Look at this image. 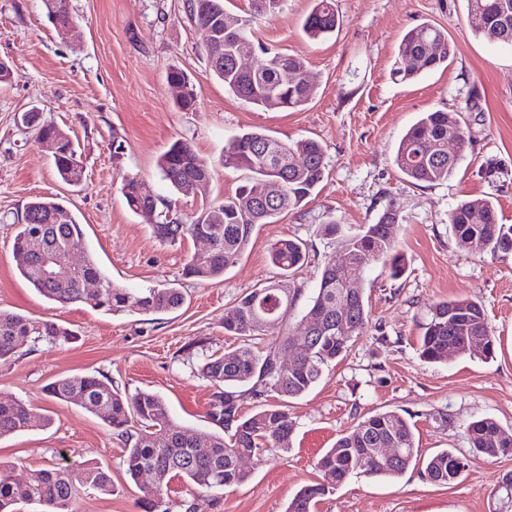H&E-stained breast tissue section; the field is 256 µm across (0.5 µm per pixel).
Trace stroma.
<instances>
[{
    "label": "stroma",
    "mask_w": 512,
    "mask_h": 512,
    "mask_svg": "<svg viewBox=\"0 0 512 512\" xmlns=\"http://www.w3.org/2000/svg\"><path fill=\"white\" fill-rule=\"evenodd\" d=\"M311 5L287 0L255 26L269 46L304 58L316 87L301 110L263 111L225 91L212 74L206 35L188 0H67L74 29L65 37L48 22L42 0H0V60L12 70L11 81L0 83V309L76 334L61 345L24 342L15 358L0 361V397L22 400L51 420L1 437L0 461L14 464L17 478L49 465L96 461L114 491L81 490L76 512H141V491L122 465L123 443L93 414L48 397V382L103 375L124 390L159 393L175 420L208 429L212 389L197 365L203 355L234 348L224 316L237 300L278 279L271 245L296 238L314 252L290 278L311 296L325 252L322 224L331 218L348 228L372 224L391 203L405 218L393 230L404 274L392 280L381 265L367 269L361 286L371 315L364 334L309 394L291 401L288 452L246 461L248 482L226 490L217 512H284L301 487L321 482L315 464L323 452L378 412H409L425 457L441 449L470 454L465 427L480 417L512 431V254L464 252L448 222L460 200L487 197L500 223L512 225V45L475 35L466 0H335L341 25L318 41L303 30ZM422 23L446 31L454 54L446 67L396 81L398 45ZM173 67L188 74L195 111L175 109L166 81ZM33 107L77 144L85 166L81 185L64 184L50 153L19 127V116ZM437 109L464 123L470 143L448 181L416 184L393 156L406 129ZM252 129L288 141L316 138L326 150L325 177L308 203L258 226L223 278L184 277V264L202 242L156 239L147 219L128 209L121 180L138 176L178 210L200 212L203 201H221L244 184L242 172L222 167L221 159L228 140ZM178 139L216 167L206 200L175 198L159 174V156ZM489 161L507 171L504 184L483 178ZM38 196L57 198L83 224L84 245L74 261L93 256L113 284L131 292L181 289L185 304L154 315L112 314L40 296L20 275L13 253L15 225ZM456 298L483 307L496 338L494 357L423 361L419 338L431 308ZM191 341L198 347L189 353L184 346ZM439 411L447 422L436 419ZM507 476L512 456L474 458L447 486L416 467L397 479L353 475L320 499L317 512H512L502 485Z\"/></svg>",
    "instance_id": "stroma-1"
}]
</instances>
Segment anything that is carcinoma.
I'll use <instances>...</instances> for the list:
<instances>
[{"label": "carcinoma", "instance_id": "carcinoma-1", "mask_svg": "<svg viewBox=\"0 0 512 512\" xmlns=\"http://www.w3.org/2000/svg\"><path fill=\"white\" fill-rule=\"evenodd\" d=\"M285 0H251L253 23L283 9ZM47 16L65 24L72 20L66 0H44ZM189 11L198 25L216 33L206 43L205 53L213 74L224 83V90L238 99L264 110L301 109L315 96L316 89L305 80L304 59L272 48L259 47L253 69L236 66L238 41L224 34V0H189ZM467 20L472 32L493 41L512 45V0H467ZM340 25L334 0H313L303 29L311 39L325 38ZM453 46L440 29L421 24L401 39L394 75L405 81L422 72L448 65ZM413 58L416 65L406 66ZM283 69L298 73L299 81L280 80ZM168 85H180L183 93L173 98L182 112L197 105L187 75L173 69ZM24 128L36 138L58 142L52 154L59 177L78 185L84 179V166L70 136L55 124L41 119L31 109L21 116ZM453 135L460 149L469 143L466 129L455 123L448 132V113L424 112L401 137L395 150L394 164L402 175L416 183L429 185L447 181L455 172L461 154L448 153V135ZM222 164L246 172V182L222 202L202 208L197 216L185 218L174 203L165 200L136 176L122 179L120 191L128 208L140 215L154 213V235L162 242L176 243L185 238L207 236L211 251L203 261L190 257L183 274L188 278L217 280L233 266L248 247L259 224H270L286 211L299 208L322 181L327 168L322 144L312 138L283 141L259 130H250L231 139L224 146ZM162 178L184 198L198 191L206 196L214 178V169L186 142L176 140L158 159ZM267 180L276 186L274 194L258 199L244 209L256 185ZM403 217L390 204L374 224L347 231L331 220L322 225V235L333 252L324 256L318 286L303 307H298L301 289L284 287L281 282L255 288L242 296L224 316V330L240 344L223 354L205 356L199 365L202 378L214 388L207 412L212 430H190L170 417L166 401L155 392L121 390L109 380L96 375L62 376L45 386L46 394L72 403L92 413L124 443L122 465L127 475L138 480L147 468L153 469L160 482L154 488H141L139 507L153 512L155 499H163L169 482L178 477L190 486L186 512H208L224 501V490L244 484L249 473L243 462L266 452L288 451V439L294 422L288 402L312 390L324 368L347 352L368 325L370 311L360 285L348 288L334 266L335 252L344 251L347 264L357 279L380 263L389 277H399L403 270L402 254L392 237V229ZM458 246L465 251L512 253V225L499 223L493 201L489 198L464 199L448 214ZM13 248L21 275L42 296L59 303H86L105 312H121L134 303L145 315L168 312L184 302L177 288H145L136 294L116 287L92 257L73 264L67 276L49 281L40 273L39 254L49 253L63 265L70 264V254L82 245L83 227L74 213L52 197L29 201L24 219L16 224ZM272 264L285 274H293L309 263L306 245L293 238L280 239L270 248ZM92 281L96 288L86 287ZM312 321L314 339L305 357L282 369L279 357L288 353L292 336L286 319L294 310ZM56 344L68 342L73 334L51 321H37L26 315L0 310V360L16 354L19 338ZM483 340L480 357L495 353L484 310L469 299H454L435 305L420 336V356L427 362L445 360L448 349L458 355L474 354L470 342ZM257 409L245 413L244 405ZM33 409L20 400L0 398V437L27 431L36 426ZM466 434L473 453L484 458L498 456L497 448L488 447L498 436V448H512V434L497 420L482 417L470 422ZM391 443L398 454L386 460L373 450ZM207 448L206 454L199 449ZM459 455L446 449L426 458L419 454L415 434L407 417L397 411H384L363 418L342 434L333 447L317 460L320 473L395 479L411 466H422L424 476L438 485H448L466 469L455 461ZM91 487L104 495L112 494L110 476L95 462L84 461L72 467L33 470L23 479H15L8 466L0 462V512H16L21 503L43 507V512H74L79 489ZM328 492L324 484L304 486L288 502L285 512H315L318 498Z\"/></svg>", "mask_w": 512, "mask_h": 512}]
</instances>
